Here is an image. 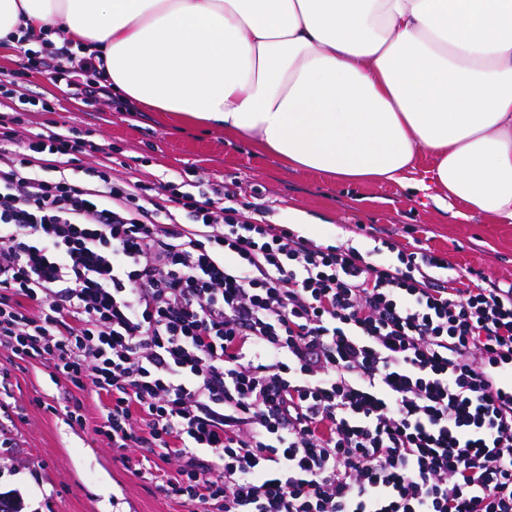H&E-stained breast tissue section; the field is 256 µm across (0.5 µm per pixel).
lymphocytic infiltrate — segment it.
I'll list each match as a JSON object with an SVG mask.
<instances>
[{
	"mask_svg": "<svg viewBox=\"0 0 512 512\" xmlns=\"http://www.w3.org/2000/svg\"><path fill=\"white\" fill-rule=\"evenodd\" d=\"M48 57L111 106L74 80L93 59ZM87 153L74 126L0 123V347L92 385L137 475L176 460L159 489L187 512H512V284L456 287L434 250L321 245L227 188L117 182Z\"/></svg>",
	"mask_w": 512,
	"mask_h": 512,
	"instance_id": "f902f5d3",
	"label": "lymphocytic infiltrate"
}]
</instances>
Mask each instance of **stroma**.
<instances>
[{
    "label": "stroma",
    "mask_w": 512,
    "mask_h": 512,
    "mask_svg": "<svg viewBox=\"0 0 512 512\" xmlns=\"http://www.w3.org/2000/svg\"><path fill=\"white\" fill-rule=\"evenodd\" d=\"M38 99L49 102L50 111L35 107ZM18 109L25 112L29 135L55 132L57 114L81 128L93 146L87 163L112 178L175 181L190 168L257 197L271 223L295 226L317 243L349 241L365 251L373 238L390 239L443 253L458 275L512 279V224L495 223L458 201L443 206L433 191L291 170L249 140L141 104L132 112L85 105L54 82L37 58L16 98H0V116ZM51 373L47 362L11 361L0 348V492L17 494L23 512H186L95 434L102 403L93 389H76ZM73 398L81 404L84 425L65 420Z\"/></svg>",
    "instance_id": "stroma-1"
}]
</instances>
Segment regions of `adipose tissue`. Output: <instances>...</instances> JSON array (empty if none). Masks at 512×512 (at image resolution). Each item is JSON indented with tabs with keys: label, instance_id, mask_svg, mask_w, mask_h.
Returning a JSON list of instances; mask_svg holds the SVG:
<instances>
[{
	"label": "adipose tissue",
	"instance_id": "adipose-tissue-1",
	"mask_svg": "<svg viewBox=\"0 0 512 512\" xmlns=\"http://www.w3.org/2000/svg\"><path fill=\"white\" fill-rule=\"evenodd\" d=\"M67 38L113 90L291 169L512 223V0H0V45Z\"/></svg>",
	"mask_w": 512,
	"mask_h": 512
}]
</instances>
